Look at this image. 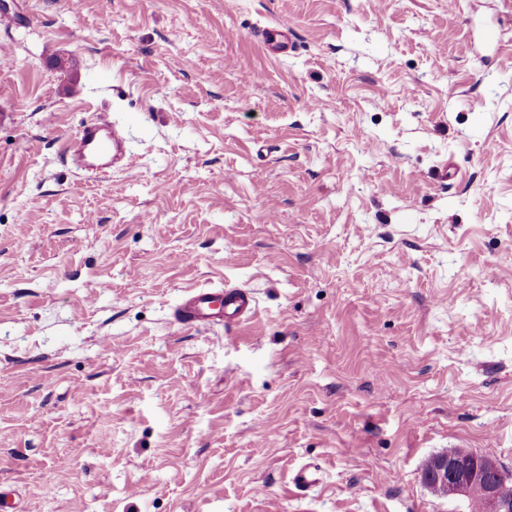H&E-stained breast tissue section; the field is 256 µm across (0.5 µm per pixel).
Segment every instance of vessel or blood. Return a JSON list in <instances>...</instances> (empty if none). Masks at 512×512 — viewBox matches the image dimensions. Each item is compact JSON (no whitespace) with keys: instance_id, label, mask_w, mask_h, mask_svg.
I'll return each mask as SVG.
<instances>
[{"instance_id":"b4317fda","label":"vessel or blood","mask_w":512,"mask_h":512,"mask_svg":"<svg viewBox=\"0 0 512 512\" xmlns=\"http://www.w3.org/2000/svg\"><path fill=\"white\" fill-rule=\"evenodd\" d=\"M264 49L274 56L287 54L292 38L287 24L257 31ZM75 166L99 178H106L113 164L125 156L122 130L110 119L97 116L84 122L74 139L63 146ZM258 309L252 290L231 284L220 288L188 289L172 312L174 321L192 330L200 326L229 325L250 320Z\"/></svg>"}]
</instances>
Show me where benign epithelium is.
I'll list each match as a JSON object with an SVG mask.
<instances>
[{
  "label": "benign epithelium",
  "instance_id": "obj_1",
  "mask_svg": "<svg viewBox=\"0 0 512 512\" xmlns=\"http://www.w3.org/2000/svg\"><path fill=\"white\" fill-rule=\"evenodd\" d=\"M423 482L437 481L444 497L467 498L480 489L483 512H512V472L495 459L475 452L444 453L434 458L433 471Z\"/></svg>",
  "mask_w": 512,
  "mask_h": 512
}]
</instances>
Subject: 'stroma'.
Here are the masks:
<instances>
[{"label":"stroma","instance_id":"obj_1","mask_svg":"<svg viewBox=\"0 0 512 512\" xmlns=\"http://www.w3.org/2000/svg\"><path fill=\"white\" fill-rule=\"evenodd\" d=\"M0 44L20 512H469L429 457L512 470L507 0H0ZM99 115L133 162L88 182ZM227 282L250 321L174 323ZM255 35L264 49L272 56L286 55L291 49L292 38L288 32V25L285 23L264 27L256 31ZM75 166L98 178H106L114 164L125 157L123 131L105 116L84 122L74 139L63 146Z\"/></svg>","mask_w":512,"mask_h":512}]
</instances>
